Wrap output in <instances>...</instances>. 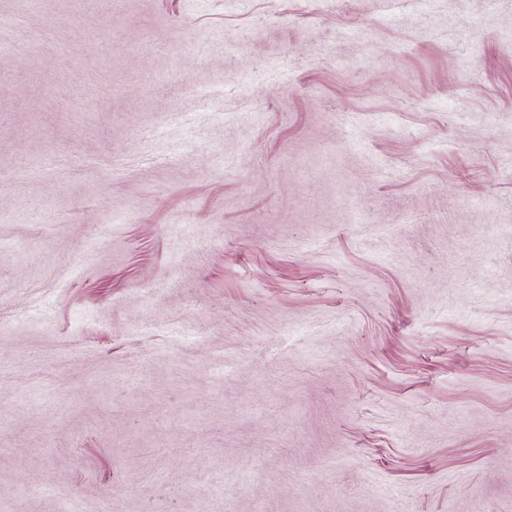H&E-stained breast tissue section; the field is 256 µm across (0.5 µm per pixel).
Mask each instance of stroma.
<instances>
[{
    "label": "stroma",
    "mask_w": 512,
    "mask_h": 512,
    "mask_svg": "<svg viewBox=\"0 0 512 512\" xmlns=\"http://www.w3.org/2000/svg\"><path fill=\"white\" fill-rule=\"evenodd\" d=\"M0 512H512V0H0Z\"/></svg>",
    "instance_id": "1"
}]
</instances>
